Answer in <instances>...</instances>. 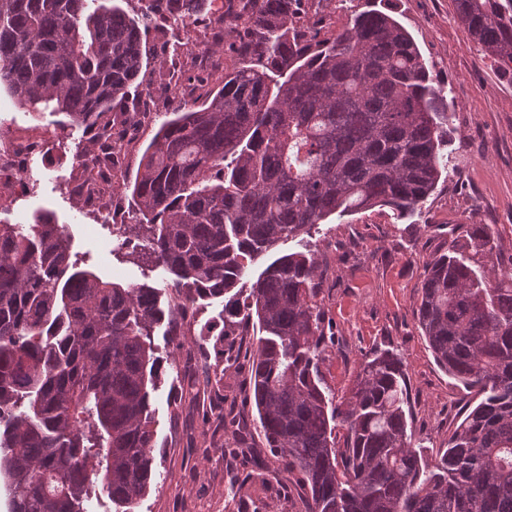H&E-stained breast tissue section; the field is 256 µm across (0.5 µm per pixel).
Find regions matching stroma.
Returning a JSON list of instances; mask_svg holds the SVG:
<instances>
[{
    "instance_id": "1",
    "label": "stroma",
    "mask_w": 512,
    "mask_h": 512,
    "mask_svg": "<svg viewBox=\"0 0 512 512\" xmlns=\"http://www.w3.org/2000/svg\"><path fill=\"white\" fill-rule=\"evenodd\" d=\"M365 8L366 0H309L300 22L328 37L353 11ZM388 12L411 33L449 92L454 131L445 152L456 170L419 209L405 216L387 207L333 215L309 233L279 243L248 265L239 286L250 288L280 255L306 249L314 253L322 271L319 301L336 336L320 365L325 383L336 396L346 395L360 364L373 351L396 350L406 373L408 428L425 461L431 462L477 399L436 364L418 326L424 266L449 246H466L462 225L487 224L497 248L490 256L477 254L478 263L499 273L512 270V79L497 74L483 56L458 22L452 0H390ZM207 25L203 19L188 29L173 22L150 26L143 35L147 61L139 77L142 85L156 81L162 46L203 41ZM0 124L36 125L67 137L59 154L32 161L30 194L5 205L12 223H27L41 209L53 211L73 252L85 257L104 280L155 288L160 307L168 308L177 296L173 276L134 254V247L146 243L149 230L141 226L125 190L157 124L139 126L117 175L120 189L112 202L121 222L133 227L127 234L101 223L69 193L70 180L80 174L73 156L87 142L84 125L69 122L59 112L25 111L5 94L0 95ZM223 311V299L200 300L193 307L191 333L184 339L170 336L164 322L151 332V344L165 364L151 394L156 430L153 486L136 512H308L306 497L284 480L275 482L270 492L245 484L240 494H231L233 480H242L246 469L226 466L223 429L205 422L201 406L181 394L188 375L204 374L214 363L208 331L220 325Z\"/></svg>"
}]
</instances>
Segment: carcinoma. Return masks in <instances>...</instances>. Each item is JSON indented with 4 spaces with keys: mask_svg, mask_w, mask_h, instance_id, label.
I'll list each match as a JSON object with an SVG mask.
<instances>
[{
    "mask_svg": "<svg viewBox=\"0 0 512 512\" xmlns=\"http://www.w3.org/2000/svg\"><path fill=\"white\" fill-rule=\"evenodd\" d=\"M228 36L186 42L238 60L200 104L163 121L127 186L152 237L144 255L175 276L169 322L227 297L216 340L256 322L244 356L254 429L308 512H512V273L491 276L456 246L425 263L416 316L436 363L480 401L430 465L415 450L401 359L361 364L349 396L323 386L327 347L314 255L271 262L246 295V261L329 216L414 211L449 173L445 88L411 34L380 9L355 12L331 39L299 29L301 0H223ZM497 71L512 75V0H452ZM131 17L99 0H0V91L30 112L96 130L91 149L121 157L105 113L137 117L141 28L164 12L188 28L211 0H140ZM493 252L488 224L466 225ZM154 288L104 281L71 252L53 212L0 224V479L10 512H85L99 493L135 512L155 457L150 390L162 360ZM213 392L224 398V364ZM347 424L344 443L337 422Z\"/></svg>",
    "mask_w": 512,
    "mask_h": 512,
    "instance_id": "obj_1",
    "label": "carcinoma"
}]
</instances>
